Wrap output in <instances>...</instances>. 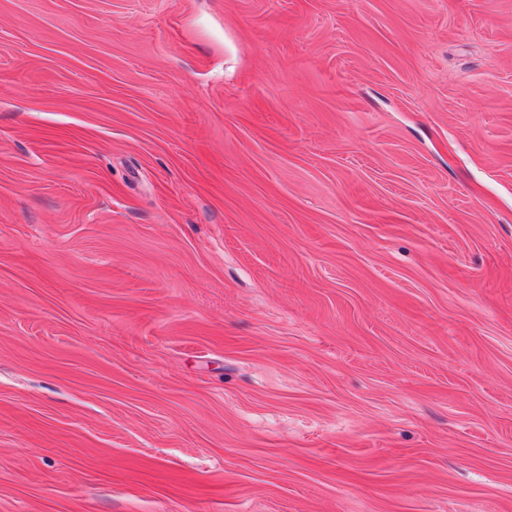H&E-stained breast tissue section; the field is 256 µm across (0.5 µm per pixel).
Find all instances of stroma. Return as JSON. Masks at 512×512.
Instances as JSON below:
<instances>
[{
    "label": "stroma",
    "instance_id": "obj_1",
    "mask_svg": "<svg viewBox=\"0 0 512 512\" xmlns=\"http://www.w3.org/2000/svg\"><path fill=\"white\" fill-rule=\"evenodd\" d=\"M0 512H512V0H0Z\"/></svg>",
    "mask_w": 512,
    "mask_h": 512
}]
</instances>
